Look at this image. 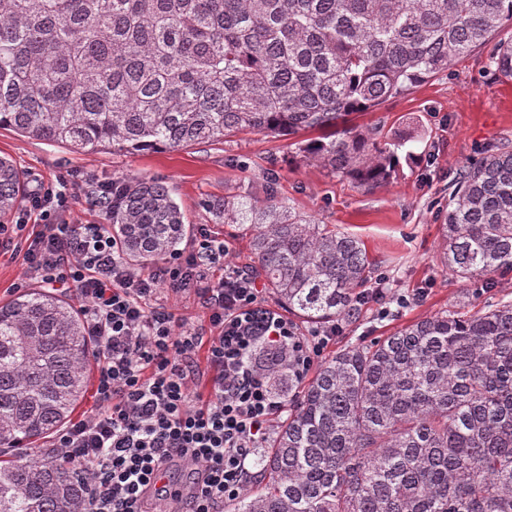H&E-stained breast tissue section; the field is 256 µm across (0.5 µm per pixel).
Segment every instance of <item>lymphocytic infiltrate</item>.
Here are the masks:
<instances>
[{"label": "lymphocytic infiltrate", "mask_w": 512, "mask_h": 512, "mask_svg": "<svg viewBox=\"0 0 512 512\" xmlns=\"http://www.w3.org/2000/svg\"><path fill=\"white\" fill-rule=\"evenodd\" d=\"M78 193L102 216L120 190L91 173L62 176L40 183L15 223L0 224V246L12 245L26 277L81 300L98 349L96 408L57 436L55 451L87 476L83 512H146L148 491L180 512H224L288 406L251 363L254 349L262 343L286 349L300 383L336 332L302 333L271 309L253 272L226 264L228 246L203 225L189 253L147 273L133 271L102 220L67 218ZM219 265L224 272L217 277ZM163 289L193 292L208 313L207 327H185L159 306ZM201 351L203 370L196 360ZM204 373L211 381L206 396L196 392ZM178 463L191 467V493L175 485L152 488L159 468Z\"/></svg>", "instance_id": "f902f5d3"}]
</instances>
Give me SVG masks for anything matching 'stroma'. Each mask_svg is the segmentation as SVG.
Returning a JSON list of instances; mask_svg holds the SVG:
<instances>
[{"mask_svg":"<svg viewBox=\"0 0 512 512\" xmlns=\"http://www.w3.org/2000/svg\"><path fill=\"white\" fill-rule=\"evenodd\" d=\"M490 48L475 50L451 72L439 75L407 96L356 115L354 124L380 125L384 134L414 124L423 134L425 156L403 165L391 183L364 190L314 162L300 160L296 137L272 138L240 133L221 142L131 155L104 149L77 154L61 145L0 129V156L13 160L26 188L62 174L90 172L102 179L145 175L173 191L191 231L181 244L191 250L199 225H208L229 247L230 260L252 267L245 227L224 223L205 206L226 196L265 197L274 191L284 203L322 224L362 240L375 263L374 282L388 296H406V306L366 305L360 320L343 326L324 350L331 357L345 347L387 336L461 301L479 306L512 297V272L496 275L493 288L458 282L443 271L438 209L449 181L467 161L504 142H512V80L495 74Z\"/></svg>","mask_w":512,"mask_h":512,"instance_id":"35a3bbf8","label":"stroma"}]
</instances>
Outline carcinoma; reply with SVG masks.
Returning a JSON list of instances; mask_svg holds the SVG:
<instances>
[{
    "instance_id": "obj_1",
    "label": "carcinoma",
    "mask_w": 512,
    "mask_h": 512,
    "mask_svg": "<svg viewBox=\"0 0 512 512\" xmlns=\"http://www.w3.org/2000/svg\"><path fill=\"white\" fill-rule=\"evenodd\" d=\"M512 0H0V129L78 153L217 142L240 132H324L299 148L371 190L421 156L339 120L405 96L494 43L512 79ZM108 216L146 266L187 231L171 189L122 178ZM23 182L0 157V219ZM251 232L256 274L288 312L353 323L374 266L355 236L277 200L206 203ZM440 262L471 281L512 270V146L448 184ZM91 342L69 300L31 289L0 303V447L18 452L71 420ZM252 362L281 386L286 354ZM234 512H512V299L450 308L324 361L254 460ZM85 476L0 460V512H80Z\"/></svg>"
}]
</instances>
